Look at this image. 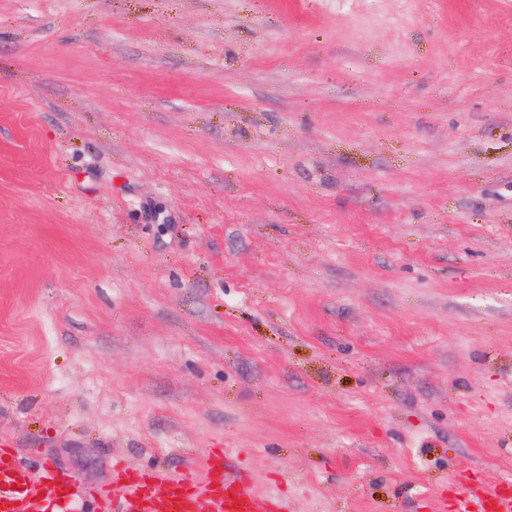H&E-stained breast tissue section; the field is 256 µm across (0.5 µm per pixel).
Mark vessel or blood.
Here are the masks:
<instances>
[{
    "label": "vessel or blood",
    "instance_id": "1",
    "mask_svg": "<svg viewBox=\"0 0 512 512\" xmlns=\"http://www.w3.org/2000/svg\"><path fill=\"white\" fill-rule=\"evenodd\" d=\"M225 450L207 452L179 472L165 466L112 467V484L95 491L119 512H275V499L231 468ZM72 478L50 462L32 468L0 439V512H81ZM458 512H512V495L486 485L481 494L461 489Z\"/></svg>",
    "mask_w": 512,
    "mask_h": 512
}]
</instances>
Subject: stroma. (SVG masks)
<instances>
[{"instance_id":"35a3bbf8","label":"stroma","mask_w":512,"mask_h":512,"mask_svg":"<svg viewBox=\"0 0 512 512\" xmlns=\"http://www.w3.org/2000/svg\"><path fill=\"white\" fill-rule=\"evenodd\" d=\"M1 437L512 492V0H0Z\"/></svg>"}]
</instances>
